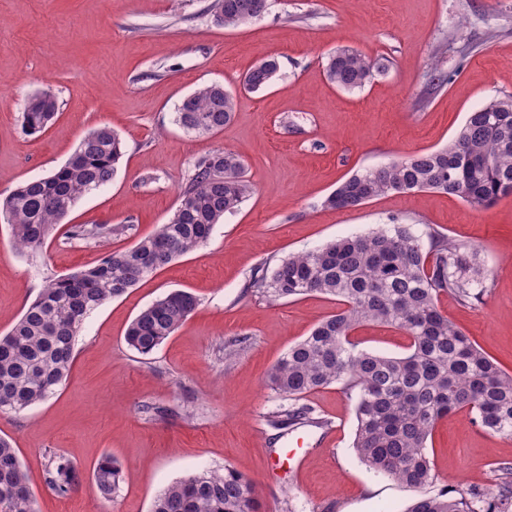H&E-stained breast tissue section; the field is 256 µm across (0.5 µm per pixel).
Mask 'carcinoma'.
I'll use <instances>...</instances> for the list:
<instances>
[{
  "label": "carcinoma",
  "mask_w": 512,
  "mask_h": 512,
  "mask_svg": "<svg viewBox=\"0 0 512 512\" xmlns=\"http://www.w3.org/2000/svg\"><path fill=\"white\" fill-rule=\"evenodd\" d=\"M268 0H215V21L226 28L257 19ZM382 65L361 53L338 48L326 60L331 83L343 90L362 88ZM278 62L265 60L243 78L247 92L274 80ZM238 98L218 83L187 96L177 123L197 136L224 129ZM58 104L49 93L28 97L22 125L28 134L43 131ZM123 155L118 135L106 125L87 133L70 159L48 178L20 184L0 201L16 250L35 253L85 194L112 181ZM435 190L473 207H487L512 193V95L494 97L472 112L447 147L357 172L324 200L345 210L390 192ZM252 192L242 158L217 149L199 158L181 190L172 216L133 247L105 254L90 268L49 279L40 295L8 333L0 336V414L17 413L54 395L65 383L74 339L87 314L126 294L157 271L207 243L215 224L236 212ZM112 233L106 225H74L73 239ZM429 246L410 224L330 241L291 254L275 265L265 262L248 287L273 301L309 293L331 296L340 308L313 327L268 370L267 386L288 400L339 384L357 393L353 447L371 469L414 489L436 481L428 439L448 414L465 411L489 433L512 439V374L485 355L438 306L450 294L467 304L482 301L486 274L474 244L434 229ZM197 297L174 290L143 309L125 335L142 355L152 353L196 310ZM390 326L408 336L407 352L389 356L357 349L352 332L364 323ZM301 405L274 413L276 430L314 422ZM493 487L454 497L446 491L422 495L407 512H512V466L500 467ZM105 499L119 487L121 469L105 456L93 470ZM46 482L59 495L81 484L79 471L56 458ZM0 512H37L16 449L0 438ZM151 512H260L252 484L230 467L174 482L154 500Z\"/></svg>",
  "instance_id": "1"
}]
</instances>
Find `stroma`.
I'll list each match as a JSON object with an SVG mask.
<instances>
[{
    "mask_svg": "<svg viewBox=\"0 0 512 512\" xmlns=\"http://www.w3.org/2000/svg\"><path fill=\"white\" fill-rule=\"evenodd\" d=\"M213 0H0V198L63 166L81 138L108 125L124 154L113 180L79 199L38 253H19L0 217V334L45 282L130 248L166 223L195 161L212 150L238 153L252 194L216 224L204 246L92 311L76 338L66 383L48 400L0 415L27 473L38 512H150L167 486L232 467L254 486L264 512H404L415 490L376 473L352 442L357 397L332 385L305 404L335 432L304 426L279 434L268 416L289 402L265 383L288 347L336 312L331 297L273 302L249 289L256 267L288 254L388 224L435 229L476 244L487 270L482 302L441 295L439 307L478 348L512 372V194L486 208L432 190L388 193L348 210L323 207L354 172L445 147L468 113L512 95V0H270L238 28L217 25ZM346 47L388 62L363 88L331 84L325 61ZM279 62L268 88L247 93L245 73ZM450 81L435 89L433 69ZM212 82L238 93L233 121L198 137L176 122L182 100ZM55 96L58 113L27 135L22 104ZM73 224H109L102 239L70 238ZM174 289L192 292V316L151 354L128 347L134 317ZM360 349L396 356L408 339L366 324ZM162 416L141 413L142 404ZM303 438L308 453L292 474L281 448ZM436 474L428 493L456 497L497 483L512 464V440L473 426L467 413L440 420L428 442ZM81 472L80 487L57 495L46 483L54 457ZM105 455L121 466L112 499L93 469Z\"/></svg>",
    "mask_w": 512,
    "mask_h": 512,
    "instance_id": "35a3bbf8",
    "label": "stroma"
}]
</instances>
